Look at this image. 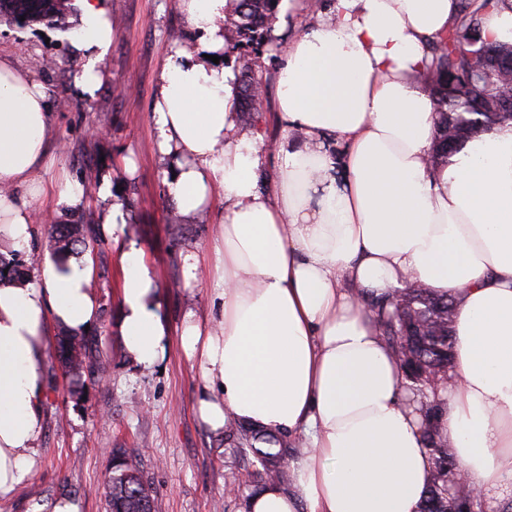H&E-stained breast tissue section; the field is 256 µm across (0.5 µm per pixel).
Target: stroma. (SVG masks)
<instances>
[{
	"instance_id": "35a3bbf8",
	"label": "stroma",
	"mask_w": 512,
	"mask_h": 512,
	"mask_svg": "<svg viewBox=\"0 0 512 512\" xmlns=\"http://www.w3.org/2000/svg\"><path fill=\"white\" fill-rule=\"evenodd\" d=\"M112 19L115 37L103 62L108 79L90 100L71 86L69 45L56 29L2 21L0 54L47 89L55 131L41 172L47 186L79 181L90 167L114 187L132 191L124 242L143 253L160 285L170 346L159 367L149 371L126 357L118 328L116 250L111 236L99 232L89 253L100 304L97 322L104 327L98 345L110 371L87 383L81 397L69 395L65 378H55L44 402L31 484L1 498L0 512H39L58 499L72 501L79 512H104L103 487L115 448L138 450L159 512H241L240 500L224 494V443L198 419L201 378L179 345L184 315H203L210 307L209 275L185 286L180 256L193 250L212 263L215 220L171 224L163 195L167 171L149 120L160 59L173 42L192 40L193 33L177 0H112ZM127 157L135 165L131 175L123 166ZM34 487L41 496L31 495Z\"/></svg>"
}]
</instances>
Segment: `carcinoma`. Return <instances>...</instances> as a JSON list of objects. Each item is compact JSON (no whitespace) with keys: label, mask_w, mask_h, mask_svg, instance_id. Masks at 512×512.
I'll use <instances>...</instances> for the list:
<instances>
[{"label":"carcinoma","mask_w":512,"mask_h":512,"mask_svg":"<svg viewBox=\"0 0 512 512\" xmlns=\"http://www.w3.org/2000/svg\"><path fill=\"white\" fill-rule=\"evenodd\" d=\"M278 0H232L224 20L230 36L228 50L243 61L240 69V113L250 127L262 122L263 97L253 92L262 83L252 69V61L273 43L272 25ZM505 3V0H461L458 24L433 46L435 61L422 75L434 101V159L448 158L462 144L497 127L512 124V84L504 79V71L488 62L490 54L512 52V44L481 37L473 42V33L482 31L481 17ZM71 11V0H0V19L24 23L57 25ZM97 241V228L92 224H52L49 242L60 254L85 251ZM406 310L397 313L388 301H369V311L380 334L391 349L405 341L408 356L401 368L405 373L404 388L411 397H426L431 390L419 377L431 373H448L453 363V302L434 295L427 288L407 285L401 289ZM57 361L68 381L69 393L80 394L86 382L100 380L109 371V362L100 355L97 340L86 335L57 340ZM436 402L420 408L421 427L431 444L434 466L427 496L420 512H448V469L461 468L447 439L439 433ZM227 452L238 458L226 474L225 495L237 498L253 494L270 484L288 480L283 461L293 456L296 442L263 432L235 419L224 426ZM121 461L110 470V491L104 494L105 512H158L156 492L144 479L140 454L133 448H114L112 457Z\"/></svg>","instance_id":"obj_1"}]
</instances>
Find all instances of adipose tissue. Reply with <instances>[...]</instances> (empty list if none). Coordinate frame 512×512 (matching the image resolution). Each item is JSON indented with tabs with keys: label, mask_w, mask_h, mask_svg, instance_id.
I'll return each instance as SVG.
<instances>
[{
	"label": "adipose tissue",
	"mask_w": 512,
	"mask_h": 512,
	"mask_svg": "<svg viewBox=\"0 0 512 512\" xmlns=\"http://www.w3.org/2000/svg\"><path fill=\"white\" fill-rule=\"evenodd\" d=\"M460 0H324L275 69V147L245 129L239 69L223 60L230 0H180L195 33L160 60L151 121L166 195L182 221L216 215L206 315L180 333L204 385L203 427L227 419L304 440L287 484L245 512H419L432 470L419 414L365 298L418 282L456 306L440 431L482 491L512 484V126L432 167L433 99L421 83ZM72 85L107 79L109 0H81ZM52 138L43 85L0 57V253L30 250ZM117 247L127 357L166 354L161 293L122 235L130 213L100 178ZM89 253L44 254L35 277H0V498L33 474L47 395L49 327L98 316Z\"/></svg>",
	"instance_id": "adipose-tissue-1"
}]
</instances>
